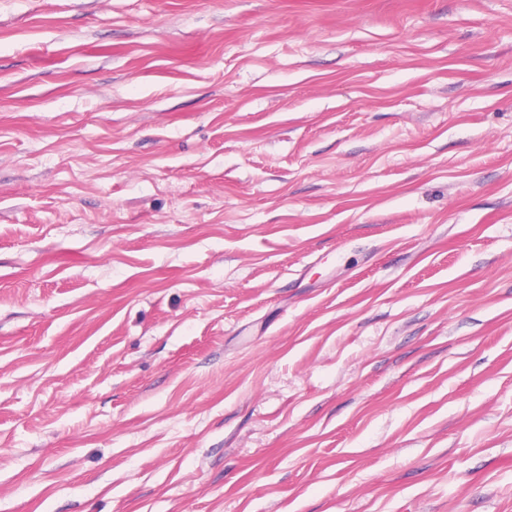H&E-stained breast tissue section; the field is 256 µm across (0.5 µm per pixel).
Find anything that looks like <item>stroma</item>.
<instances>
[{
    "label": "stroma",
    "instance_id": "obj_1",
    "mask_svg": "<svg viewBox=\"0 0 512 512\" xmlns=\"http://www.w3.org/2000/svg\"><path fill=\"white\" fill-rule=\"evenodd\" d=\"M0 512H512V0H0Z\"/></svg>",
    "mask_w": 512,
    "mask_h": 512
}]
</instances>
